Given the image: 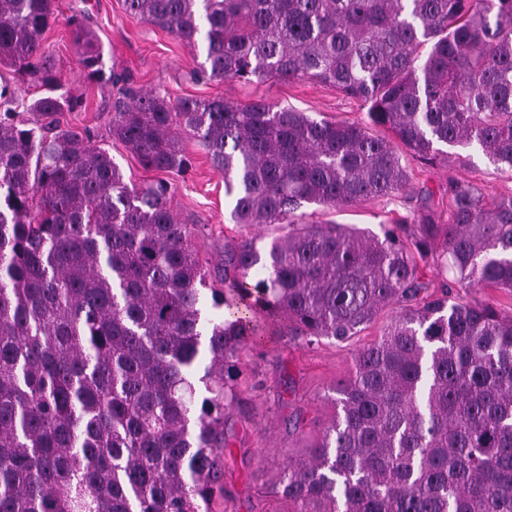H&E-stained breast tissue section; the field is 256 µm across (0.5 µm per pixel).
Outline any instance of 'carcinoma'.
<instances>
[{"mask_svg": "<svg viewBox=\"0 0 512 512\" xmlns=\"http://www.w3.org/2000/svg\"><path fill=\"white\" fill-rule=\"evenodd\" d=\"M123 4L201 43L211 80L329 84L367 122L118 89L113 139L148 168L184 172L188 131L224 172L231 219L279 231L262 250L224 246L229 304L170 186L129 184L57 119L80 106L43 43L57 0H0V66L41 89L21 100L0 86V512H210L257 306L307 346L348 342L396 309L333 389L310 459L284 467L288 498L321 512H512V316L450 304L448 284L429 294L424 281L443 260L461 288L511 293L512 197L490 204L457 182L448 218L423 206L381 237L301 211L409 191L400 144L432 165L437 145L475 143L512 171V0ZM69 25L85 78L114 83L85 17ZM207 296L230 318L203 319Z\"/></svg>", "mask_w": 512, "mask_h": 512, "instance_id": "1", "label": "carcinoma"}]
</instances>
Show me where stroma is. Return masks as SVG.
Listing matches in <instances>:
<instances>
[{
    "instance_id": "stroma-1",
    "label": "stroma",
    "mask_w": 512,
    "mask_h": 512,
    "mask_svg": "<svg viewBox=\"0 0 512 512\" xmlns=\"http://www.w3.org/2000/svg\"><path fill=\"white\" fill-rule=\"evenodd\" d=\"M58 6L59 16L43 41L54 55L63 83L81 100L78 109L63 114V122L90 134L111 154L126 180L137 185L157 180L170 184V206L182 222L190 224L192 247L213 282L224 276L225 241L258 234L269 238L274 229L231 220L224 175L212 167L190 134L182 136L191 157L189 169L182 173L144 167L121 142L112 139L108 109L117 88L88 82L81 73L67 24L71 13L84 11L87 25L104 44L109 64L129 84L161 88L171 100L221 97L246 103L262 98L319 120L367 119L361 101L327 84L277 79L245 84L193 78V70L205 59L202 46L182 42L129 16L123 0H58ZM405 164L410 174L408 193L344 208L309 204L305 210L317 224H356L378 234L395 213L413 210L423 190H430L436 209H445L452 179L474 184L490 201L512 196V172L497 169L475 144L449 148L448 160L441 164L424 166L411 158ZM394 314V308H384L369 328L350 341L325 339L311 346L293 340L286 318L262 310L252 314L262 341L244 349L238 364L241 398L224 411V495L213 501V512H299V504L282 492L280 473L288 462L307 459L321 440L335 414L334 387L353 373L356 350L379 340Z\"/></svg>"
}]
</instances>
